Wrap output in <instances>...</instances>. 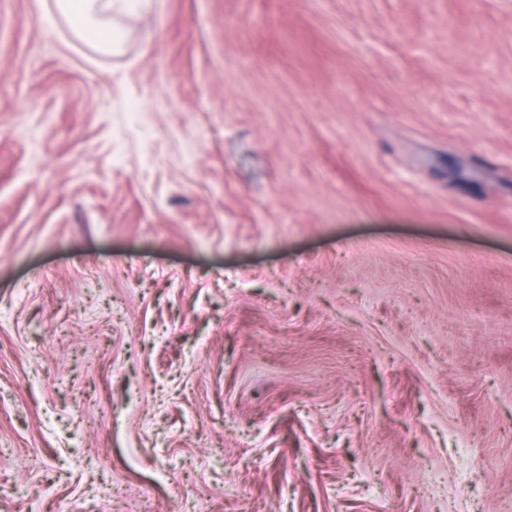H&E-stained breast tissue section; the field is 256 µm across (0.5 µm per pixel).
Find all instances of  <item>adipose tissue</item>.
<instances>
[{
  "label": "adipose tissue",
  "instance_id": "obj_1",
  "mask_svg": "<svg viewBox=\"0 0 512 512\" xmlns=\"http://www.w3.org/2000/svg\"><path fill=\"white\" fill-rule=\"evenodd\" d=\"M142 4L143 0H55L57 12L69 20L75 32L106 52L114 49L117 38L111 25L105 22V15L131 14Z\"/></svg>",
  "mask_w": 512,
  "mask_h": 512
}]
</instances>
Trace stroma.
Here are the masks:
<instances>
[{"label": "stroma", "instance_id": "35a3bbf8", "mask_svg": "<svg viewBox=\"0 0 512 512\" xmlns=\"http://www.w3.org/2000/svg\"><path fill=\"white\" fill-rule=\"evenodd\" d=\"M0 0V512H512V0ZM143 5L142 0H56L57 12L69 20L75 32L97 43L98 49L112 52L117 35H112V26L102 21L105 14H131ZM102 32L105 33L102 36Z\"/></svg>", "mask_w": 512, "mask_h": 512}]
</instances>
